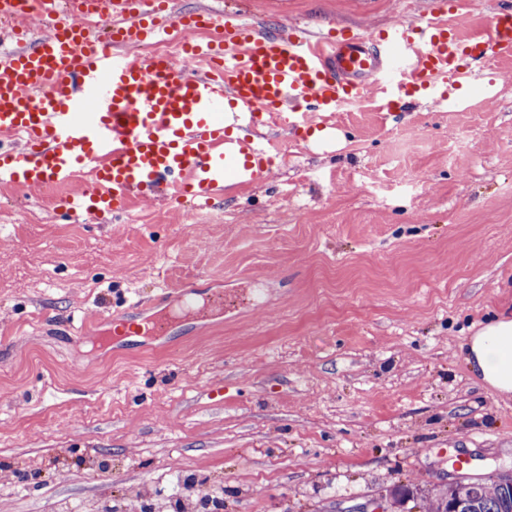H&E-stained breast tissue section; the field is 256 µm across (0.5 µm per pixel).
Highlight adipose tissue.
<instances>
[{
  "label": "adipose tissue",
  "instance_id": "obj_1",
  "mask_svg": "<svg viewBox=\"0 0 512 512\" xmlns=\"http://www.w3.org/2000/svg\"><path fill=\"white\" fill-rule=\"evenodd\" d=\"M463 354L471 371L499 395H512V319L490 321L470 338Z\"/></svg>",
  "mask_w": 512,
  "mask_h": 512
}]
</instances>
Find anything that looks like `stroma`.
I'll use <instances>...</instances> for the list:
<instances>
[{
	"label": "stroma",
	"instance_id": "1",
	"mask_svg": "<svg viewBox=\"0 0 512 512\" xmlns=\"http://www.w3.org/2000/svg\"><path fill=\"white\" fill-rule=\"evenodd\" d=\"M429 4L179 7L376 33ZM478 71L440 101L338 113L340 144L286 136L270 181L206 209L145 202L72 224L52 190L0 189V467L37 475L0 483L6 512H138L217 484L224 512H347L399 485L418 504L388 512H428L449 484L512 474V397L462 349L512 317V61ZM186 284L230 302L163 339L108 343L114 311L144 318Z\"/></svg>",
	"mask_w": 512,
	"mask_h": 512
}]
</instances>
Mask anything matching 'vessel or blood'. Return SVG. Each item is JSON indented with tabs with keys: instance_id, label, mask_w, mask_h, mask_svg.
<instances>
[{
	"instance_id": "1",
	"label": "vessel or blood",
	"mask_w": 512,
	"mask_h": 512,
	"mask_svg": "<svg viewBox=\"0 0 512 512\" xmlns=\"http://www.w3.org/2000/svg\"><path fill=\"white\" fill-rule=\"evenodd\" d=\"M435 2L422 22L337 36L260 31L176 0H0V185L61 188L54 209L89 223L157 195L208 202L227 180L271 178L275 127L305 138L347 104L390 112L410 93L460 85L469 61L512 58V0H497L479 33ZM31 18L52 30L34 36ZM176 22L223 29V53L195 43L177 59L137 57Z\"/></svg>"
}]
</instances>
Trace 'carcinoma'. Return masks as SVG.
<instances>
[{"label": "carcinoma", "mask_w": 512, "mask_h": 512, "mask_svg": "<svg viewBox=\"0 0 512 512\" xmlns=\"http://www.w3.org/2000/svg\"><path fill=\"white\" fill-rule=\"evenodd\" d=\"M432 512H512V484L494 481L456 482L430 504Z\"/></svg>", "instance_id": "carcinoma-1"}]
</instances>
